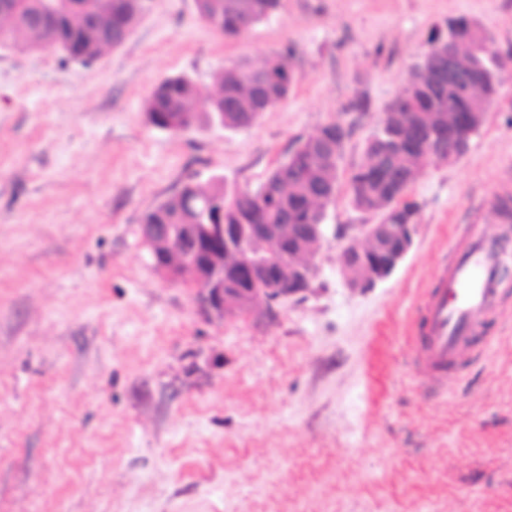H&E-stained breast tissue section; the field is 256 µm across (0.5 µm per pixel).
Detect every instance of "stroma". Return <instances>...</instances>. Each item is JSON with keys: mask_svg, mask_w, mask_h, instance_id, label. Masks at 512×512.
<instances>
[{"mask_svg": "<svg viewBox=\"0 0 512 512\" xmlns=\"http://www.w3.org/2000/svg\"><path fill=\"white\" fill-rule=\"evenodd\" d=\"M93 66L0 50V512H512V278L487 352L429 390L411 323L434 268L512 185V0H283L238 39L194 0H147ZM465 16L498 54L497 99L468 152L408 197L413 246L386 280L347 287L341 240L308 289L205 318L140 235L187 174L255 189L332 118L353 123L340 179L426 49ZM295 44L285 101L250 128L152 126L164 78L213 74ZM371 103L355 114L356 96Z\"/></svg>", "mask_w": 512, "mask_h": 512, "instance_id": "35a3bbf8", "label": "stroma"}]
</instances>
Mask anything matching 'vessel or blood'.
<instances>
[{"label": "vessel or blood", "mask_w": 512, "mask_h": 512, "mask_svg": "<svg viewBox=\"0 0 512 512\" xmlns=\"http://www.w3.org/2000/svg\"><path fill=\"white\" fill-rule=\"evenodd\" d=\"M503 246L484 225H468L435 272L415 326L414 364L432 384L472 359L479 324L499 313Z\"/></svg>", "instance_id": "b4317fda"}]
</instances>
